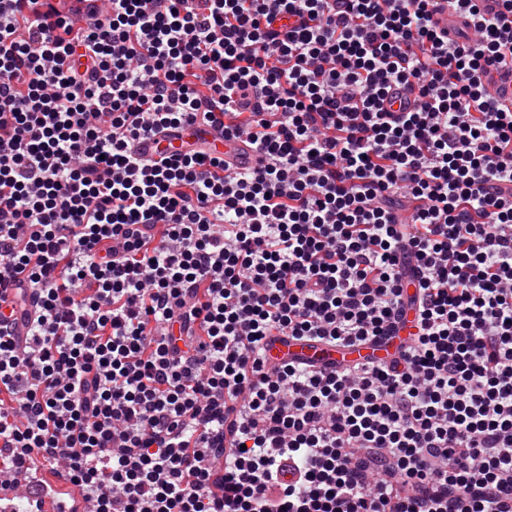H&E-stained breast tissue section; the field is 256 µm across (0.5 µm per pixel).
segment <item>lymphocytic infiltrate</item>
I'll list each match as a JSON object with an SVG mask.
<instances>
[{"label":"lymphocytic infiltrate","mask_w":512,"mask_h":512,"mask_svg":"<svg viewBox=\"0 0 512 512\" xmlns=\"http://www.w3.org/2000/svg\"><path fill=\"white\" fill-rule=\"evenodd\" d=\"M434 2L0 0L1 487L512 512V0ZM189 126L264 165L135 150ZM410 273L391 364L267 367L388 335Z\"/></svg>","instance_id":"lymphocytic-infiltrate-1"}]
</instances>
